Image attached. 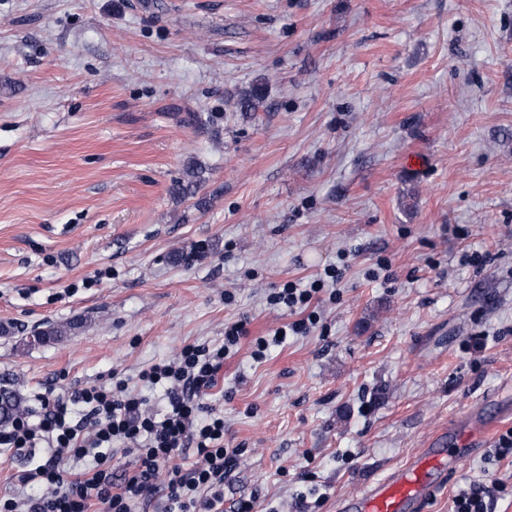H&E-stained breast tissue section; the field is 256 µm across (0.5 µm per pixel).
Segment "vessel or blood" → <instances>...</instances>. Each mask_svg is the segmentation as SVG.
Listing matches in <instances>:
<instances>
[{
  "label": "vessel or blood",
  "instance_id": "1",
  "mask_svg": "<svg viewBox=\"0 0 512 512\" xmlns=\"http://www.w3.org/2000/svg\"><path fill=\"white\" fill-rule=\"evenodd\" d=\"M478 433L470 429L460 446L448 457H435L433 463L419 458L399 469L362 494L345 499L344 512H421L425 502L444 483L454 463L472 452Z\"/></svg>",
  "mask_w": 512,
  "mask_h": 512
}]
</instances>
